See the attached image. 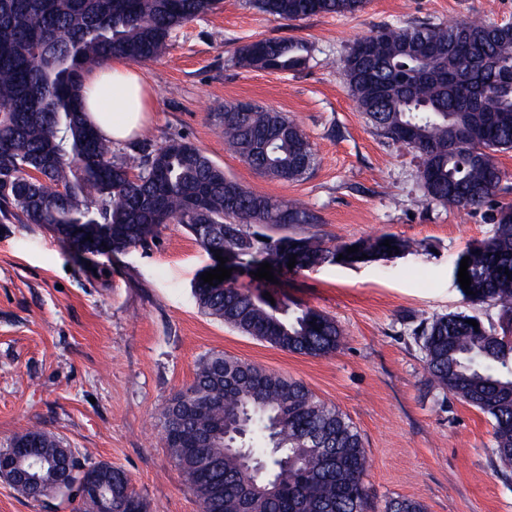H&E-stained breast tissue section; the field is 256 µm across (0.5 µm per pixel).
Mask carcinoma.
I'll return each mask as SVG.
<instances>
[{
    "mask_svg": "<svg viewBox=\"0 0 512 512\" xmlns=\"http://www.w3.org/2000/svg\"><path fill=\"white\" fill-rule=\"evenodd\" d=\"M365 4L257 0L261 11L286 20L353 14ZM216 5L0 0V221L24 217L47 226L66 247L82 252L103 243L114 254L178 223L208 255L234 254L246 275L265 262L281 275L336 263L341 245L288 233L319 223L308 206L239 184L182 140L154 149L145 139L129 152L116 150L85 116L81 88L88 72L113 58H159L178 28ZM307 53L299 40L260 39L238 49L237 61L288 72L300 69ZM339 63L376 132L420 157L424 201L465 210L508 191L496 154L512 150V26L466 19L387 25L357 39ZM377 83L384 92L375 90ZM213 117L226 149L264 176L296 180L315 164L308 137L280 112L239 102ZM32 170L64 192H48ZM494 212L493 234L465 251L473 294L460 293L471 303L499 306L500 330L448 314L424 324L420 336L430 386L489 417L496 459L512 469V206ZM387 239L394 250L384 246ZM360 242L365 263L410 249L391 233ZM194 296L204 314L291 353L326 356L344 340L336 322L316 308L292 311L285 302L273 305L216 280L197 282ZM161 419L162 441L201 512H375L361 434L300 380L213 352L168 401ZM12 443L44 456L39 482L23 493L48 512L75 498L83 481L90 488L80 512H147L122 469L107 462L86 466L42 430L29 429ZM230 444L253 449L263 472L243 480ZM385 512L426 508L396 498Z\"/></svg>",
    "mask_w": 512,
    "mask_h": 512,
    "instance_id": "cac0c4a2",
    "label": "carcinoma"
}]
</instances>
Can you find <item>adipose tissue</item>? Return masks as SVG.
Instances as JSON below:
<instances>
[{
    "mask_svg": "<svg viewBox=\"0 0 512 512\" xmlns=\"http://www.w3.org/2000/svg\"><path fill=\"white\" fill-rule=\"evenodd\" d=\"M86 111L101 134L121 144L134 138L153 109V91L141 69L111 60L84 81Z\"/></svg>",
    "mask_w": 512,
    "mask_h": 512,
    "instance_id": "1",
    "label": "adipose tissue"
}]
</instances>
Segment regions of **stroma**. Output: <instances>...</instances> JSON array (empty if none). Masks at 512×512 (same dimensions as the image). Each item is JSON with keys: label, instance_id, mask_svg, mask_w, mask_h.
<instances>
[{"label": "stroma", "instance_id": "stroma-1", "mask_svg": "<svg viewBox=\"0 0 512 512\" xmlns=\"http://www.w3.org/2000/svg\"><path fill=\"white\" fill-rule=\"evenodd\" d=\"M512 19V0H367L358 12L290 21L249 0L217 8L173 33L143 63L153 147L184 138L237 182L310 207L318 223L295 234L333 245L383 232L410 242L388 261L324 265L279 277L274 299L323 311L343 330L334 353L309 357L243 335L200 312L193 288L212 260L179 224L147 246L112 256L63 247L43 226L0 222V449L43 430L85 465L123 469L147 512H201L161 438V411L211 352L292 377L336 406L360 432L377 507L395 498L427 512H512V473L498 471L489 419L428 384L421 323L462 312L498 326L491 302L463 300L452 268L490 236V206L459 210L422 200L417 161L360 112L339 60L383 25ZM266 38L305 42L295 72L241 67L236 51ZM255 101L285 113L317 159L302 178L256 173L224 147L213 120Z\"/></svg>", "mask_w": 512, "mask_h": 512}]
</instances>
